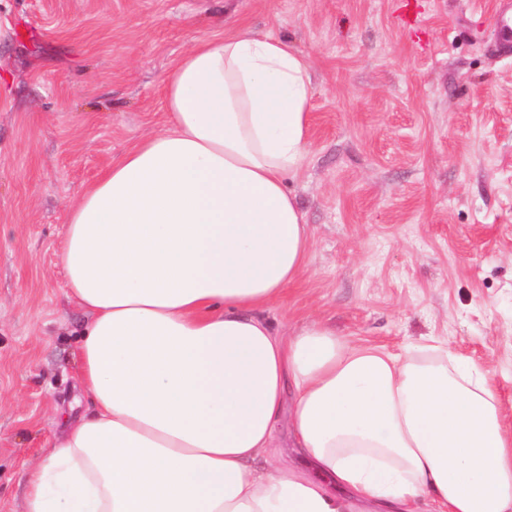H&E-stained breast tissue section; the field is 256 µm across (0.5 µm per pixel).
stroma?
I'll return each mask as SVG.
<instances>
[{"instance_id": "obj_1", "label": "stroma", "mask_w": 512, "mask_h": 512, "mask_svg": "<svg viewBox=\"0 0 512 512\" xmlns=\"http://www.w3.org/2000/svg\"><path fill=\"white\" fill-rule=\"evenodd\" d=\"M0 0V512H23L88 316L60 254L70 207L151 132L195 38L248 26L307 56V157L287 182L312 230L265 316L490 368L512 425V51L499 0ZM507 3L508 8H502V4ZM494 22L498 28L501 38L502 46L510 48L512 43V5L507 0H502L499 3V8L494 15Z\"/></svg>"}]
</instances>
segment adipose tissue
<instances>
[{
    "instance_id": "ef3b65f1",
    "label": "adipose tissue",
    "mask_w": 512,
    "mask_h": 512,
    "mask_svg": "<svg viewBox=\"0 0 512 512\" xmlns=\"http://www.w3.org/2000/svg\"><path fill=\"white\" fill-rule=\"evenodd\" d=\"M312 95L284 40L196 38L164 81L167 128L72 204L60 258L93 409L27 470L24 512H512L489 368L264 316L307 265L287 180Z\"/></svg>"
}]
</instances>
